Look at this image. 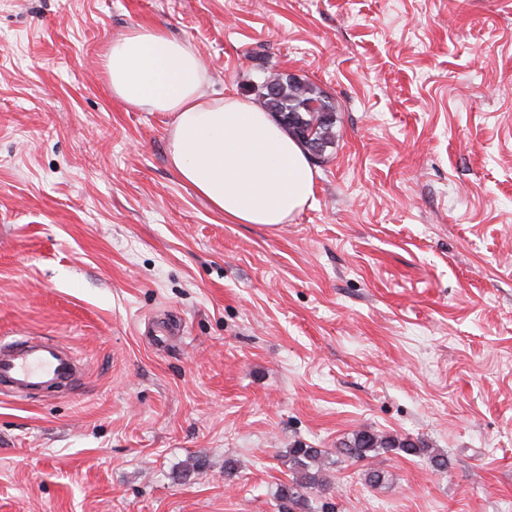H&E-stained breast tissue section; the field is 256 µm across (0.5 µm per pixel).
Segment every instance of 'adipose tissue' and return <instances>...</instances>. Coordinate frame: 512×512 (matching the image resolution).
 Listing matches in <instances>:
<instances>
[{
	"instance_id": "adipose-tissue-1",
	"label": "adipose tissue",
	"mask_w": 512,
	"mask_h": 512,
	"mask_svg": "<svg viewBox=\"0 0 512 512\" xmlns=\"http://www.w3.org/2000/svg\"><path fill=\"white\" fill-rule=\"evenodd\" d=\"M113 94L168 113L172 170L236 224L288 223L313 200L306 150L274 117L235 95L204 96L193 48L164 30L137 26L107 47Z\"/></svg>"
}]
</instances>
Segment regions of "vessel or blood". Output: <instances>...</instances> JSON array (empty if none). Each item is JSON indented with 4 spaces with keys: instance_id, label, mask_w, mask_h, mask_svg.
Returning <instances> with one entry per match:
<instances>
[{
    "instance_id": "vessel-or-blood-1",
    "label": "vessel or blood",
    "mask_w": 512,
    "mask_h": 512,
    "mask_svg": "<svg viewBox=\"0 0 512 512\" xmlns=\"http://www.w3.org/2000/svg\"><path fill=\"white\" fill-rule=\"evenodd\" d=\"M76 354L42 336L0 338V386L10 396L27 397L80 377Z\"/></svg>"
}]
</instances>
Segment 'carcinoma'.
<instances>
[{"instance_id":"obj_1","label":"carcinoma","mask_w":512,"mask_h":512,"mask_svg":"<svg viewBox=\"0 0 512 512\" xmlns=\"http://www.w3.org/2000/svg\"><path fill=\"white\" fill-rule=\"evenodd\" d=\"M259 102L262 108L274 115L279 123L296 138L311 157L320 159L323 154L312 152L314 145L322 149L336 138L335 106L315 84L286 73H273L260 85ZM399 451L412 456H429L431 464L439 471L448 469V457L432 454L409 437H388L361 430L341 443L336 452L354 461H365L383 452ZM329 452L298 443L288 450V468L292 473L289 484L279 491V512H311L309 499L314 492L327 490L321 467Z\"/></svg>"}]
</instances>
